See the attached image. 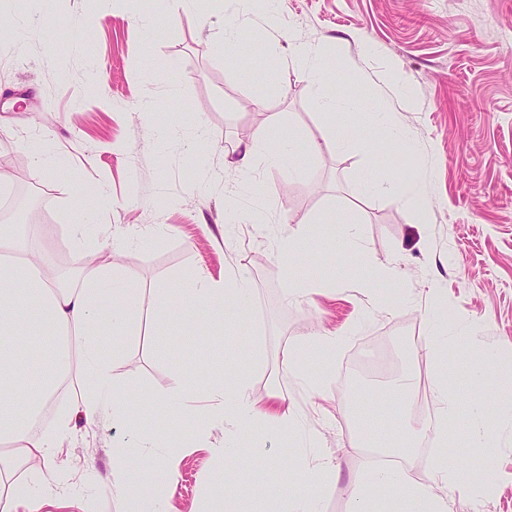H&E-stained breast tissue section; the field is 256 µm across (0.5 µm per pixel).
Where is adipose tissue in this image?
I'll return each mask as SVG.
<instances>
[{
	"label": "adipose tissue",
	"instance_id": "adipose-tissue-1",
	"mask_svg": "<svg viewBox=\"0 0 512 512\" xmlns=\"http://www.w3.org/2000/svg\"><path fill=\"white\" fill-rule=\"evenodd\" d=\"M291 62L308 81L312 98L318 107L337 112L338 123L373 133L376 138L405 141L404 131L391 125L384 109L365 113L356 111L352 101L339 97L328 75L332 67L322 50L295 46ZM295 147L286 141L278 127H268L249 142L238 144L234 164L243 172L250 171L256 158L279 164L293 154ZM102 192L95 186H79L71 211L70 244L81 263L75 278L65 279L43 267V254L28 241L26 227L0 225V512H41L42 500L37 486L60 484L61 477L51 467L50 459L66 436L69 421L59 419L44 432L34 431L31 419L59 396L57 382L65 380L76 386L73 401L75 412L87 422L102 416L131 421L136 425L128 447L130 453L147 447L152 431L143 424L145 414L155 405L153 397H142L129 404L123 391L112 383V365L120 355L124 340L136 335L143 323L160 324L177 317L184 326L206 325L222 332L224 306L233 304L240 311H250L253 290L247 278L236 276L222 283L205 275L184 276L180 287L159 286L148 290L115 263L100 261L95 239L86 224L93 205ZM429 324L426 358L436 362L438 372L433 393L439 405L432 419H419L412 429L392 423L383 440V451L390 456L409 459L412 448L425 442L447 444L451 429L464 428L471 447L485 449L496 429L485 406L473 407L466 421H459V396L448 382V367L441 362V353L448 346L459 347L464 355L478 353L477 343L468 337L448 335L435 313H428ZM51 326L65 342L58 349L41 343L44 326ZM342 335L320 332L305 347L289 349L281 360L283 368L295 377L305 379L311 387H319L323 379L309 372L305 365V349L315 352L338 351ZM212 403L211 419L230 420L231 429L218 456L238 457L235 438L255 423L276 422L288 425L293 414L290 407L270 410L253 398L247 377H240L232 390L224 382L211 379L203 383H180L164 400L165 410L174 424L169 438L181 444L182 427L191 411L189 403L197 397ZM35 465L32 484L9 486L15 460ZM260 455L240 459L236 475L210 478L207 489L214 498L218 512H260V501L280 498L277 512H319L321 498L315 488L313 472L297 474L288 493L275 486L258 488L253 473ZM176 462L175 455L163 460L149 459L135 470H120L116 481L128 489L125 512H165L166 501L157 493V486L168 480ZM429 479L412 478L407 468H372L354 485L348 512H376V495L382 490L398 493L404 512H448L446 489L459 480L454 462L447 455H438L430 467Z\"/></svg>",
	"mask_w": 512,
	"mask_h": 512
}]
</instances>
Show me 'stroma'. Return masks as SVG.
Segmentation results:
<instances>
[{"instance_id": "35a3bbf8", "label": "stroma", "mask_w": 512, "mask_h": 512, "mask_svg": "<svg viewBox=\"0 0 512 512\" xmlns=\"http://www.w3.org/2000/svg\"><path fill=\"white\" fill-rule=\"evenodd\" d=\"M0 14L12 21L0 41V177L10 197L25 186L39 192L35 248L59 269L74 268L63 225L78 186L91 185L104 190L90 216L99 258L142 287L174 288L193 271L216 280L245 274L252 311L225 308L213 352L218 364L248 373L257 400L286 396L294 421L285 431L256 424L238 443L244 454L258 449L269 463L303 470L329 459L335 470L320 477V512H347L350 484L366 469L371 438L362 426L375 408L355 397L353 367L365 350L382 347L394 370L418 376L412 416L435 407L426 310L446 306L449 332L488 352L477 360L487 377L475 388L457 350L447 351L461 415L512 374V0H277L271 9L257 0L245 17L233 0L178 12L170 0H0ZM52 23L60 39L30 36V27ZM229 28L269 57L262 77L243 80L224 45ZM78 31L83 53L69 46ZM366 42L376 48L369 57ZM297 44L335 52L336 93L387 108L413 151L388 154L374 140L308 152L330 122L286 63ZM384 76L395 83L377 91L371 81ZM274 124L295 140L300 174L262 161L248 173L233 167L238 142ZM39 150L46 165L32 159ZM368 169L385 191L362 190ZM409 180L423 186L426 223L396 200ZM286 234L303 245L296 275L329 283L298 302L283 295ZM120 236L129 244L116 254ZM391 260L394 281L359 286L356 270ZM324 330L346 340L338 353L309 355L310 370L325 374L314 389L278 360ZM217 366L198 362L172 321L143 325L112 377L131 399H162L176 372L198 381ZM222 376L232 386L234 372ZM493 424L497 435L479 455L464 436L449 438L467 488L449 491L448 512H512V407H496ZM128 435L111 417L89 424L72 414L51 459L62 483L39 487L42 512H122L113 472ZM224 436L218 422L186 435L175 479L160 490L169 512H199L208 479L225 466L214 454Z\"/></svg>"}]
</instances>
